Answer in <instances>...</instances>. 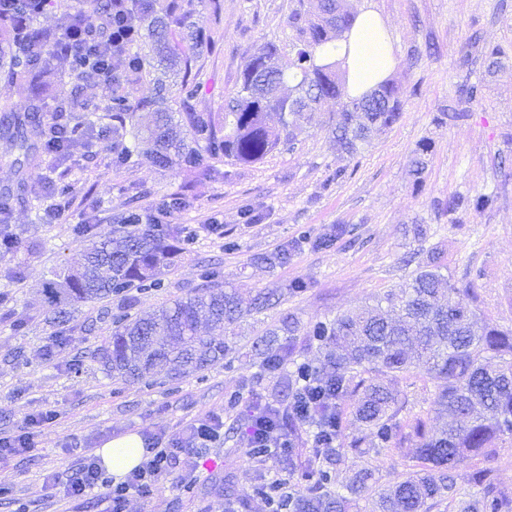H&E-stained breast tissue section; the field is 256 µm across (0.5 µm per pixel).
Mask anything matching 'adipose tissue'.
I'll return each instance as SVG.
<instances>
[{"instance_id": "adipose-tissue-1", "label": "adipose tissue", "mask_w": 512, "mask_h": 512, "mask_svg": "<svg viewBox=\"0 0 512 512\" xmlns=\"http://www.w3.org/2000/svg\"><path fill=\"white\" fill-rule=\"evenodd\" d=\"M321 63L339 62L347 71L348 93L366 95L385 82L397 61L389 26L376 11H360L352 28L337 41L335 50L320 53ZM103 467L124 476L143 460V441L138 434H125L104 442L97 451Z\"/></svg>"}]
</instances>
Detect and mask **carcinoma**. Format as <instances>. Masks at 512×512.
<instances>
[{
  "instance_id": "obj_1",
  "label": "carcinoma",
  "mask_w": 512,
  "mask_h": 512,
  "mask_svg": "<svg viewBox=\"0 0 512 512\" xmlns=\"http://www.w3.org/2000/svg\"><path fill=\"white\" fill-rule=\"evenodd\" d=\"M139 24H147L150 50L129 58L123 73L113 76L112 136L121 161L145 157L153 166H185L199 174L210 173L208 161L230 165H255L282 143L294 140L288 122L276 128L269 124L271 112H288V98L278 95L291 85L297 112H319L327 100L338 105L331 131L341 149L352 156L359 146L390 128L400 117L401 91L383 85L385 100L376 112H359V100H342L339 71L331 64L317 63L316 53L349 29L353 16L330 15L309 5L293 10L290 20L297 41L288 55L273 42L244 65L240 84L229 99L224 124L214 113L198 112L196 82L191 78V55L210 46L198 30L182 34L184 23L177 0H132L128 4ZM82 13L63 11L54 28H36L33 22L17 32L9 20L0 21V78L10 84L32 83L51 74L54 62L64 58L60 44L70 41L71 53L89 49ZM183 67L178 99L168 97L163 80L155 79V96L132 103L127 89L139 84L162 63ZM68 79L74 93L45 107L35 97L23 114L6 113L0 127L9 135L18 155L14 166L28 159L39 140L45 149L55 144L59 127L78 140L89 126L78 113L89 111L81 96L86 76L71 68ZM135 129L126 141V126ZM494 197L453 196L448 210L489 208ZM182 228L152 220L140 223L130 211L116 218L112 229L98 235L84 249L79 264L48 283V303L57 333L65 330L63 307L118 295L131 288L147 290L161 285L162 269L172 263L179 249ZM460 289L451 284L440 267H420L408 287L390 290L375 304H365L310 326L307 336L324 352V367L303 363L288 379L290 410L283 412L272 402L256 404L279 431H288V450L281 454L288 476L300 474L306 485L262 484L256 492L277 508L288 512H512V491L499 486L490 468L475 467L467 483L477 488L469 494L458 482V468L474 458L491 459L499 441L512 436V329L482 320L475 310L457 303ZM272 294L260 293L247 309L233 291L206 279L188 297L157 310L148 317L131 318L120 313L113 318L116 329L107 345L97 350L104 370L115 379L137 381L151 371L171 378L187 376L229 355L231 346L213 336L199 334L223 331L245 314L271 305ZM292 348L264 352L263 371L272 373L288 360ZM418 365L441 380L434 400L438 412H448V421L430 435L418 416L400 418L403 404L397 390L370 378L397 374ZM319 383L305 416L293 410V400L309 381ZM361 392L357 422L369 430L364 438L347 440L342 403L351 392ZM320 430L313 438L307 464L298 461L300 432ZM417 441L419 465L404 477L377 488L374 470L356 472L342 489L330 488L332 471L348 453L379 456Z\"/></svg>"
}]
</instances>
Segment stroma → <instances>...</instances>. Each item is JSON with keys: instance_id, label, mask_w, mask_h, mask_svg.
<instances>
[{"instance_id": "obj_1", "label": "stroma", "mask_w": 512, "mask_h": 512, "mask_svg": "<svg viewBox=\"0 0 512 512\" xmlns=\"http://www.w3.org/2000/svg\"><path fill=\"white\" fill-rule=\"evenodd\" d=\"M346 10L378 11L390 25L397 65L391 83L401 88L398 121L353 156L342 152L325 122L327 113L298 118L296 139L261 163H215L208 176L148 161L121 165L112 148L111 86L91 80L83 94L94 105L89 138L52 159L40 156L23 171L9 164L16 151L0 133V193L25 179L35 196L14 205L0 223V436L18 432L29 415L51 410L52 423L33 428L29 452L0 457V512H106L99 491L66 496V479L80 464L79 449L134 432L178 438L193 423L219 417L221 437L202 451H180L152 498L131 497L127 512H225V488L242 495L241 512H269L253 489L280 477L277 460L257 467L245 454L249 407L228 400L253 383L261 398L288 404V375L295 364H321L316 348L295 341L292 362L262 372L258 343L264 329L295 314L302 324L328 321L411 280L416 264L438 254L460 302L474 304L490 324L512 327V0H342ZM293 0H190L189 25L212 35V51L197 58V110L223 113L247 59L266 41L290 51L288 14ZM504 54L490 64L484 51ZM482 83L475 100L463 85ZM426 145L422 173L412 152ZM69 199L52 196L60 186ZM181 197L168 223L194 234L189 249L163 274L160 290L70 306L65 335L46 320L44 285L73 267L86 243L82 225L103 230L127 206L152 215L166 195ZM494 196L482 212H451L450 196ZM65 213L52 218L54 206ZM216 218L219 228L204 231ZM336 234L333 244L315 239ZM288 250L285 263L263 257ZM219 270L224 287L242 305L261 291L273 304L224 333L236 351L199 374L173 383L148 375L124 382L108 375L94 351L112 335L111 314L144 315L198 288L204 268ZM303 291H294L295 283ZM474 295H466V287ZM394 384L404 416L419 415L439 427L432 411L437 381L413 369ZM196 473L194 494L180 477Z\"/></svg>"}]
</instances>
